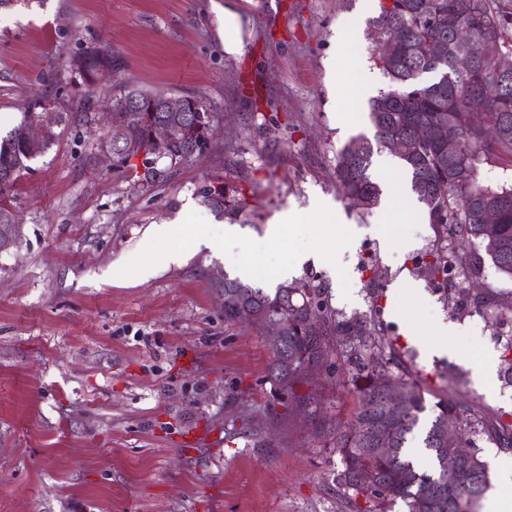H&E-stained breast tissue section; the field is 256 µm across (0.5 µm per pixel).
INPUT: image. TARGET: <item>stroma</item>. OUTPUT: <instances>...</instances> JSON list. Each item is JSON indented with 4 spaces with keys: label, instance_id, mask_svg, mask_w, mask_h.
Listing matches in <instances>:
<instances>
[{
    "label": "stroma",
    "instance_id": "stroma-1",
    "mask_svg": "<svg viewBox=\"0 0 512 512\" xmlns=\"http://www.w3.org/2000/svg\"><path fill=\"white\" fill-rule=\"evenodd\" d=\"M370 17L361 0H0V136L37 100L68 115L8 195L20 223L17 245L0 251V512H354L336 482V441L368 350L337 341L314 381L289 395L268 377V337L226 323L220 301L228 266H251V285L266 289L280 266L323 244L348 277L313 262L300 277L326 284L339 319H375L395 372L426 406L458 402L512 422V312L501 305L511 282L469 244L487 303L457 307L417 260L459 241L402 214L398 195L391 224L376 209L359 215L336 186L338 151L373 133L354 88H388ZM228 37L238 53L225 52ZM342 43L359 62L346 72L333 67ZM98 44L120 67L87 86L70 64ZM129 84L197 96L223 126L210 151L148 191L101 148L102 109ZM215 177L250 192L235 243L198 195ZM318 197L332 211L313 209ZM288 209L297 231L270 235ZM155 224L186 261L116 284L129 252L152 254ZM201 235L222 259L195 249ZM439 323L459 331L432 356L412 331ZM487 353L489 393L475 380Z\"/></svg>",
    "mask_w": 512,
    "mask_h": 512
}]
</instances>
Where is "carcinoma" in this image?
<instances>
[{
    "label": "carcinoma",
    "mask_w": 512,
    "mask_h": 512,
    "mask_svg": "<svg viewBox=\"0 0 512 512\" xmlns=\"http://www.w3.org/2000/svg\"><path fill=\"white\" fill-rule=\"evenodd\" d=\"M417 0H385L379 14L370 20L384 36H396L394 52L388 57L373 56V63L389 83V89L370 103V121L375 129L373 139L358 136L336 155V181L345 198L356 209L368 212L380 197L378 184L369 173L374 150H383L398 158L411 175V187L428 210L430 223L439 235L448 233L469 242L481 244L494 267L512 278V187H491L481 182L478 159L493 151L512 156V73L499 74L491 60L481 51L489 41H496L501 51L512 54V11L503 0H433V11L425 16L416 8ZM454 10L467 28V40L461 42L448 31V10ZM436 41L448 45V54L436 57L431 46ZM464 49L476 56L477 69L462 74L455 67V54ZM118 63L109 46L87 49L73 59L71 68L82 81L92 84L99 69L116 67ZM136 97L150 121L174 129V138L161 147L150 144V126L126 122L113 108L129 96ZM165 93L128 87L112 98L107 107L109 122L106 133L112 148L113 166L125 171L137 170L132 158L124 153L125 140L147 142V155L166 159L169 167L188 163L209 148L218 113L211 111L202 99L186 96L187 111L169 112L163 102ZM44 105L33 102L21 123L0 141V247L17 239V225L11 222L13 211L2 199L5 191L30 169L28 162L46 152L60 136L52 130L42 144L33 149L24 129L39 117ZM478 110L484 122L475 125L470 113ZM453 131L461 150L448 160L447 144L441 137ZM166 170L144 163L141 184L152 188L164 179ZM204 203L231 222L246 216L242 192L229 184L209 181L199 188ZM495 208L499 222L492 228L483 224V211ZM433 261L425 263L432 275L455 268L457 280L449 289H465L474 268L467 252L430 253ZM228 282L251 291L249 306L258 314L279 316L287 320L282 349L273 352L269 366L270 379L281 388H292L309 378L333 352V338L357 336L362 325L339 320L325 298V287L314 279H299L279 285L274 294L237 279ZM370 355L371 369H360L356 376L357 411L348 431L342 433L337 449L344 470L337 484L351 493V498L364 499L358 512H388L390 505L401 500L409 512H477L480 501L490 488V468L472 450L475 437L487 435L505 443L512 439V424L499 421L488 424L471 419L457 406L438 402L423 438L424 448L433 459L423 469L411 459L408 444L418 428L426 405L414 385L388 375L395 357H386L389 345L378 339ZM403 390V400L396 418L381 433L387 453L376 452V431L365 432V426H377L384 412L385 382ZM453 422L459 444L469 453L458 455L457 448L440 439L442 428ZM457 458V467L448 471V458ZM364 471L372 476L368 483L358 479Z\"/></svg>",
    "instance_id": "obj_1"
}]
</instances>
